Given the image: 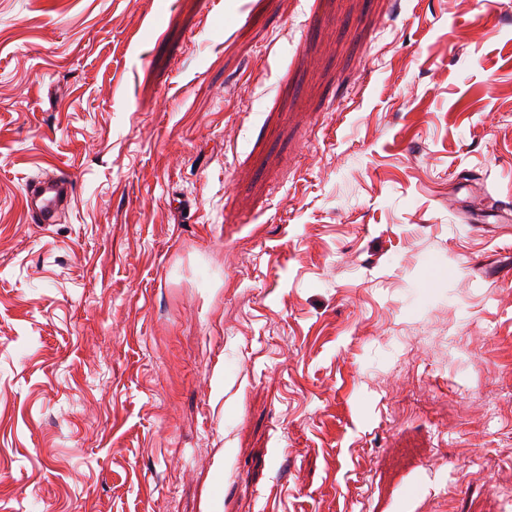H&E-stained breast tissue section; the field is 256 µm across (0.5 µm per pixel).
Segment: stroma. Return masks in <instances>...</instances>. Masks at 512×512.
Instances as JSON below:
<instances>
[{
  "instance_id": "obj_1",
  "label": "stroma",
  "mask_w": 512,
  "mask_h": 512,
  "mask_svg": "<svg viewBox=\"0 0 512 512\" xmlns=\"http://www.w3.org/2000/svg\"><path fill=\"white\" fill-rule=\"evenodd\" d=\"M509 202L512 0H0V512H512ZM70 198L71 185L66 177L41 182L28 193L29 215L39 224H52L58 207Z\"/></svg>"
}]
</instances>
